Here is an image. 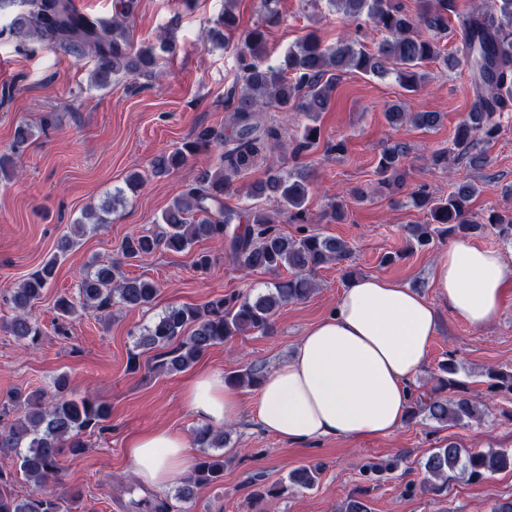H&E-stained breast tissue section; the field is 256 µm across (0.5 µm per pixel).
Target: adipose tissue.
Instances as JSON below:
<instances>
[{
  "label": "adipose tissue",
  "instance_id": "ef3b65f1",
  "mask_svg": "<svg viewBox=\"0 0 512 512\" xmlns=\"http://www.w3.org/2000/svg\"><path fill=\"white\" fill-rule=\"evenodd\" d=\"M432 282L429 299L383 276L351 280L335 311L305 331L293 357L266 373L254 411L260 429L291 444L397 432L438 333L440 309L473 327L488 324L512 284V267L499 251L455 240L438 258ZM183 397L215 428L241 409L240 391L219 372L194 377ZM126 453L149 492L180 483L195 462L186 437L169 428L135 435Z\"/></svg>",
  "mask_w": 512,
  "mask_h": 512
}]
</instances>
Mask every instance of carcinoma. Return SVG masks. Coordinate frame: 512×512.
<instances>
[{"mask_svg":"<svg viewBox=\"0 0 512 512\" xmlns=\"http://www.w3.org/2000/svg\"><path fill=\"white\" fill-rule=\"evenodd\" d=\"M344 17L355 22L363 18L386 33V38L372 50L339 38L326 46L313 32L288 49L276 65L266 64L265 31L256 26L238 31L234 0H225L224 13L208 31L215 43L236 37L240 76L228 92L232 108L226 134L205 126L169 154L150 162L151 173L162 175L184 165L200 150L220 151V163L201 171L186 185L162 212L158 223L164 225L157 234L132 233L122 243L121 252L128 260L148 257L159 250L183 252L202 238L227 240L230 258L245 270L278 273L286 270L288 279L279 280L263 293L229 294L212 299L202 306H171L148 326L135 333L133 350L128 358L131 371L140 368V356L153 353L151 370L158 374L184 372L205 353L234 336L268 333L273 317L284 305L306 299L312 292L309 273L325 265H340L349 260L348 244L339 238L323 236L307 229V203L311 182L303 168L271 169L266 179L242 191L234 186L232 176L254 165L267 149L280 143L283 128L263 119L262 112L272 107L279 112H304L314 118L327 111L342 77L351 72L384 79L395 77L401 88L417 92L429 80L425 70L436 63L444 71L455 70L465 61L471 70L474 89L472 112L456 126L452 147L441 149L439 162L448 152L468 160L473 167L486 165L484 145L498 133L497 113L512 101V0H488L481 10L457 12L456 0H421L419 12L412 13L403 0H329ZM21 7L11 21L0 27V40H12L27 47L35 40L46 48L61 47L73 53L90 51L95 67L91 84L106 89L119 74L152 78L158 66L155 47L134 45L126 17L131 5H124L123 19H93L81 14L73 0H0V13ZM457 16L456 36L460 54L448 53L441 39L448 36V16ZM385 118L394 128L411 124L430 130L440 125L439 112H408L398 100L385 109ZM321 138L316 124L304 127L293 141L291 154L299 159ZM410 149L405 142L385 147L377 163L379 183L402 184L405 161ZM478 188L461 182L448 195H436L421 186L409 195L411 205L424 211L427 221L408 228L416 247L425 248L439 234L470 236L482 233L486 225L498 235L512 240V214H490L478 220L470 210ZM242 193L247 199H267L276 203V216L259 206L240 210L224 207V197ZM299 225L298 236L288 237L277 228L278 218ZM106 220L92 208L74 224L75 232L57 243L65 254L77 244V237L95 230ZM57 257L46 260L11 290L14 314L0 318V328L14 336L23 346L36 347L43 336L40 323L32 314L33 303L40 299L55 276ZM157 285L145 278L126 277L119 267L93 265L81 277L78 298L67 294L54 303L56 320L66 323L91 312L100 317L112 313V306L145 307L154 302ZM435 396L416 399L410 417L424 415L440 423L465 425L483 419V404L461 390L453 378L458 366L453 357L441 362ZM264 371L256 366L232 372L226 379L238 386L259 387ZM55 393L49 402L40 392L16 393L9 404L0 407V460L8 461L34 488L26 496L0 491V512H72L82 493L75 490L67 498L55 494L53 484L62 470L61 461L80 458L86 450L84 436L109 429V407L93 395L74 397L69 379L55 378ZM454 391L451 397L439 392ZM193 440L200 448L193 474L181 485L174 499L188 503L203 485H218L224 477L223 457L208 453L210 448L224 447V431L209 425L194 429ZM430 479H441L457 472L473 481L504 470L512 471V450L489 448L471 451L450 441L434 449L424 463ZM320 468L301 466L289 474L290 482L311 489ZM146 512H173L166 496L154 495L141 502Z\"/></svg>","mask_w":512,"mask_h":512,"instance_id":"obj_1","label":"carcinoma"}]
</instances>
